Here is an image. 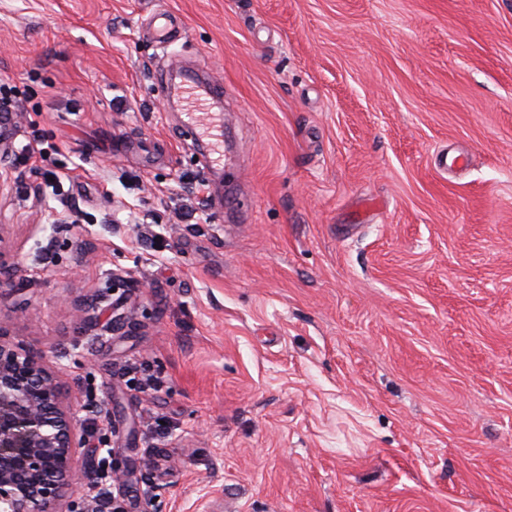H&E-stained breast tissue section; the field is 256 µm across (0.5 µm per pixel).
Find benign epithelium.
<instances>
[{
    "mask_svg": "<svg viewBox=\"0 0 512 512\" xmlns=\"http://www.w3.org/2000/svg\"><path fill=\"white\" fill-rule=\"evenodd\" d=\"M87 432L59 373L0 325V512H89Z\"/></svg>",
    "mask_w": 512,
    "mask_h": 512,
    "instance_id": "benign-epithelium-1",
    "label": "benign epithelium"
}]
</instances>
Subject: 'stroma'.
<instances>
[{
    "label": "stroma",
    "instance_id": "stroma-1",
    "mask_svg": "<svg viewBox=\"0 0 512 512\" xmlns=\"http://www.w3.org/2000/svg\"><path fill=\"white\" fill-rule=\"evenodd\" d=\"M0 86L69 177L0 152V324L128 512H512V0H0Z\"/></svg>",
    "mask_w": 512,
    "mask_h": 512
}]
</instances>
